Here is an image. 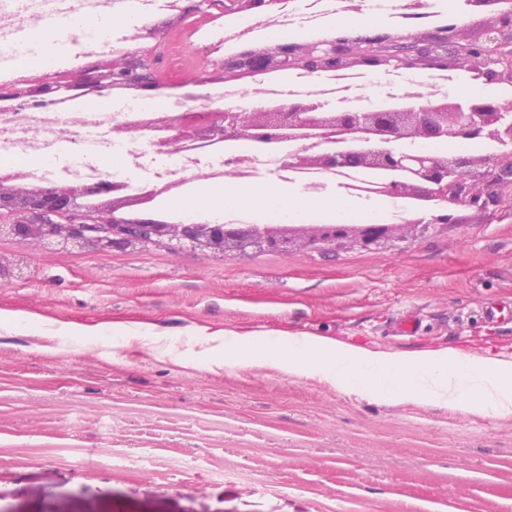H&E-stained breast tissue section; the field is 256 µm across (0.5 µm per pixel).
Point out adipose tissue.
I'll return each mask as SVG.
<instances>
[{"label": "adipose tissue", "instance_id": "adipose-tissue-1", "mask_svg": "<svg viewBox=\"0 0 512 512\" xmlns=\"http://www.w3.org/2000/svg\"><path fill=\"white\" fill-rule=\"evenodd\" d=\"M177 208L207 213L211 221L246 211L258 223L284 216L327 212L361 222L360 206L330 197L311 200L279 185H224L196 199H181ZM198 342H220L225 357L246 365H272L298 377H317L337 389L372 399L419 404H442L486 416L512 414V362L488 353L460 348L381 353L366 346L327 336L287 334L278 349L268 347L265 332L199 330Z\"/></svg>", "mask_w": 512, "mask_h": 512}]
</instances>
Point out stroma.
<instances>
[{
    "mask_svg": "<svg viewBox=\"0 0 512 512\" xmlns=\"http://www.w3.org/2000/svg\"><path fill=\"white\" fill-rule=\"evenodd\" d=\"M164 83L216 103L188 36ZM393 249L214 261L162 248L23 252L0 281V507L5 512H512V416L392 403L236 359L198 328L353 340L379 352L492 348L512 359V188ZM504 308L497 323L486 304ZM418 335L396 336L403 311ZM96 327L74 336L70 326ZM156 339L124 346L119 328Z\"/></svg>",
    "mask_w": 512,
    "mask_h": 512,
    "instance_id": "35a3bbf8",
    "label": "stroma"
}]
</instances>
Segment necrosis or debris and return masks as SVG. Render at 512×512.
<instances>
[{"instance_id":"necrosis-or-debris-1","label":"necrosis or debris","mask_w":512,"mask_h":512,"mask_svg":"<svg viewBox=\"0 0 512 512\" xmlns=\"http://www.w3.org/2000/svg\"><path fill=\"white\" fill-rule=\"evenodd\" d=\"M437 0H286L284 8L269 13L231 11L224 26V42L259 39L271 44L273 35L300 36L313 42L325 35L317 16L341 10L352 17L372 11L384 18L412 12L433 13ZM149 0H0V48L9 50L6 73L21 85H35L56 76L55 68L34 69L25 62L32 56L23 34L32 20L56 34L67 63L89 55L123 53L134 47L141 32L154 18ZM124 17L119 26L78 29L89 19ZM445 74L424 70H400L363 74L355 81L338 82L333 75H302L288 83L283 73L264 76L262 85H225L220 99L225 111L251 107L260 112L298 99L317 105L320 111H388L396 98L428 103L446 94ZM121 112L101 111L98 98L80 89L65 95L10 100L0 103V178L25 182L32 179H103L131 191H149L157 183L170 185L215 175L236 184H252L272 177L295 185L311 199L331 193L334 172L301 161L289 164L287 156L300 154L304 144L278 133L275 142L253 147L246 137L221 145L189 146L180 142L159 144L156 133L131 138L124 129L144 116L135 91L118 93Z\"/></svg>"}]
</instances>
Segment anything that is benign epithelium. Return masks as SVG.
Wrapping results in <instances>:
<instances>
[{
    "label": "benign epithelium",
    "instance_id": "7a95c632",
    "mask_svg": "<svg viewBox=\"0 0 512 512\" xmlns=\"http://www.w3.org/2000/svg\"><path fill=\"white\" fill-rule=\"evenodd\" d=\"M182 14L159 22L146 35L147 48L117 54L110 58L89 56L83 64L56 75L33 89L8 87L11 96L21 99L46 96L69 87H81L107 96L112 90L131 88L145 95L157 91L161 79L151 56L167 36L180 26ZM478 34L466 26L448 31L428 32L415 42L399 45L388 58L393 68L420 67L440 62L451 65L464 56L486 83L512 82V8L478 20ZM377 35H362L364 47L357 51L351 42L327 40L301 51L292 44H281L273 51L248 52L228 58L218 69L194 80L197 85L223 83L247 73H265L295 67L314 72L325 66L346 63L363 55L362 65L373 68L371 45ZM330 120L339 132L366 135L372 147L358 151L324 154L329 169H388L405 175L386 186L390 194L415 191L439 199L444 207L435 224L448 222L456 208L485 211L495 205L490 188L512 184V154L474 156L458 153L446 159L407 151L399 145L415 140L487 139L512 143V107L499 100L459 97L452 110L412 107L396 112H334ZM318 118L310 105L290 101L284 110L271 112H225L204 106L177 116L166 125L172 141L206 140L222 142L243 135L267 144L270 125L297 127ZM0 237L15 238L24 244L53 250L57 247L82 252H111L128 248L162 246L172 253L192 252L208 258L247 259L257 253L294 252L334 253L338 250L382 249L399 235H421L429 223L387 224L381 227L344 226L276 230L240 224L232 230L223 223H166L154 212L141 207L134 195L120 193L106 181L96 183L47 182L34 188L22 187L0 178ZM26 264L20 259L0 258V276L21 279Z\"/></svg>",
    "mask_w": 512,
    "mask_h": 512
}]
</instances>
